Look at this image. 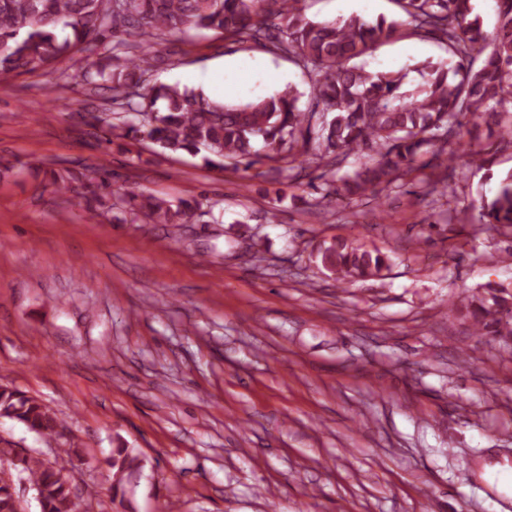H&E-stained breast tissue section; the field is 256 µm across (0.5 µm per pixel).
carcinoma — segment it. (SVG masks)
<instances>
[{
    "label": "carcinoma",
    "mask_w": 512,
    "mask_h": 512,
    "mask_svg": "<svg viewBox=\"0 0 512 512\" xmlns=\"http://www.w3.org/2000/svg\"><path fill=\"white\" fill-rule=\"evenodd\" d=\"M303 0H0V74L48 72L66 57L101 45L97 61L83 73L103 82L112 100L134 116L105 122L112 136L141 137L172 153L201 156L206 166L248 170L265 163L282 173L310 164L323 168V198L362 201L403 186L415 168L430 169L432 190L445 194L458 160L481 167L497 140L512 144V0H497L492 35L473 14L472 0H393L399 13L367 22L357 15L334 20L309 18ZM406 26L420 38L444 46L445 62L409 71L368 69L356 60L373 53ZM209 30L238 43L264 42L274 53L292 56L306 71L313 101L298 107L290 85L244 103L212 99L200 88L148 79L155 39L167 32ZM118 34L145 38L141 57L115 64L106 40ZM365 162L336 177L349 155ZM57 191L83 200L87 220L104 213L122 223L133 214L150 224H189L196 203H173L151 193L114 187L112 171L97 170L88 194L69 172L54 176ZM484 224L512 227V171L500 176L497 192L475 205ZM324 266L343 283L378 277L387 267L380 250L344 240L325 249ZM482 336L512 343V289L485 286L465 304ZM0 416L16 420L45 443L57 442L60 423L38 399L12 387L0 388ZM113 498L125 501L124 476L141 468L128 448L112 449ZM18 474L36 486L41 512H78L77 494L62 469L38 457H17ZM13 480L0 472V512H15Z\"/></svg>",
    "instance_id": "obj_1"
}]
</instances>
